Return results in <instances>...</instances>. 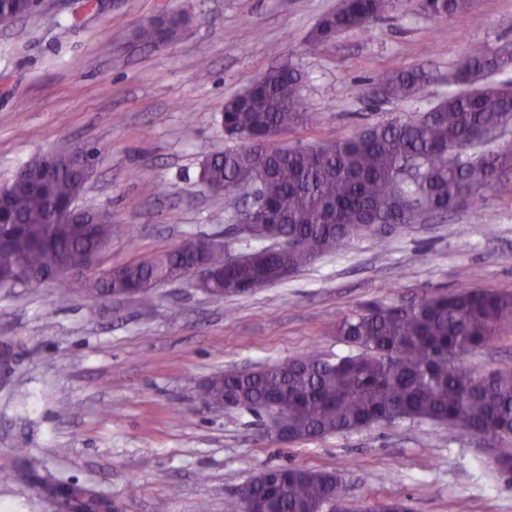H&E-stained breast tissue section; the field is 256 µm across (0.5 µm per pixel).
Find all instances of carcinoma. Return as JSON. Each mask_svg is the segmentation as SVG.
<instances>
[{"label":"carcinoma","mask_w":512,"mask_h":512,"mask_svg":"<svg viewBox=\"0 0 512 512\" xmlns=\"http://www.w3.org/2000/svg\"><path fill=\"white\" fill-rule=\"evenodd\" d=\"M390 0H342L312 30L313 46L377 19ZM469 0H422L435 18L461 15ZM24 17L37 23L39 12L26 0H0V20ZM185 18L172 14L141 25L138 40L157 45L173 40ZM506 50L473 47L456 67L461 87L421 112L368 124L323 145L290 146L277 136L312 119L302 99L303 75L294 67L272 69L263 82L224 107V134L236 145L209 155L200 175L220 193L239 191L250 181L263 194L266 210L255 238L266 239V225H277L279 240L242 255L224 268L225 247L211 236L190 238L183 249L165 251L118 268L117 277L88 274L93 254L112 240V214L84 206L90 235L66 231L51 221L54 209L76 199L85 184L78 164L94 160L93 148L74 147L55 155L58 175L43 193L13 184L10 208L0 215V277L21 280L26 270L64 263L74 292L89 309L125 288L176 281L186 262L200 261L224 278L249 283L279 282L283 267L298 271L361 236L386 248L387 237L410 224H431L459 209H475L484 192L512 168V149L462 156L471 142L500 130L512 117V95L505 83L488 77L508 65ZM421 76L414 71L384 74L375 81L383 101L414 97ZM460 165H448V155ZM512 324V295L465 289L433 293L410 305L371 303L342 318L336 335L356 353L329 360L311 351L287 362L254 370L228 369L213 375L199 399L236 392L239 407L273 417L288 440H310L397 420L428 421L450 432L479 435L505 443L512 438V364L485 374L464 357L490 344ZM272 490L253 481L248 498L271 512H323L341 491L335 470L283 466L269 468Z\"/></svg>","instance_id":"cac0c4a2"}]
</instances>
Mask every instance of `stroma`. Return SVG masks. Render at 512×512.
I'll use <instances>...</instances> for the list:
<instances>
[{"label":"stroma","mask_w":512,"mask_h":512,"mask_svg":"<svg viewBox=\"0 0 512 512\" xmlns=\"http://www.w3.org/2000/svg\"><path fill=\"white\" fill-rule=\"evenodd\" d=\"M340 0H44L38 25H0V185L38 155L85 145L99 152L78 205L108 210L117 232L103 267L223 236L231 255L259 248L239 233L231 197L200 181L203 159L229 144L225 101L269 70L304 76L312 124L282 135L322 144L362 125L424 111L457 92L450 76L475 45L512 43V0H471L434 19L421 0H394L364 27L313 46L308 36ZM176 12L169 43L145 45L141 24ZM424 72L414 99L375 100L382 73ZM512 293V170L488 191L482 217L362 238L285 280L233 297L187 282L158 286L89 313L65 281L0 288V512H243L240 493L261 471H339L361 504L408 501L413 512H512V482L479 437L398 420L280 443L241 408L203 406L215 372L250 369L316 350L350 348L336 334L369 302L409 304L435 290ZM38 472L16 475L18 451ZM62 478L44 486L39 472Z\"/></svg>","instance_id":"stroma-1"}]
</instances>
